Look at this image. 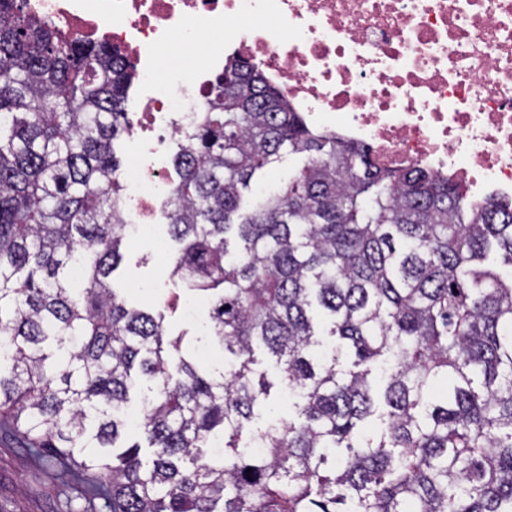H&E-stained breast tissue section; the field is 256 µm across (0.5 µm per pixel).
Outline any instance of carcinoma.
Instances as JSON below:
<instances>
[{"mask_svg":"<svg viewBox=\"0 0 512 512\" xmlns=\"http://www.w3.org/2000/svg\"><path fill=\"white\" fill-rule=\"evenodd\" d=\"M134 79L108 41L0 0V442L82 512H512V201L383 168L225 66L164 208L172 275L233 356L203 374L111 286ZM285 149L307 163L246 198ZM274 388L288 417L256 427Z\"/></svg>","mask_w":512,"mask_h":512,"instance_id":"obj_1","label":"carcinoma"}]
</instances>
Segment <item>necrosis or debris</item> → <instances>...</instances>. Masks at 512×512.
<instances>
[{"label": "necrosis or debris", "instance_id": "4bbe7bcc", "mask_svg": "<svg viewBox=\"0 0 512 512\" xmlns=\"http://www.w3.org/2000/svg\"><path fill=\"white\" fill-rule=\"evenodd\" d=\"M64 33L103 38L134 65L130 130L187 133L224 66L247 61L312 125L427 167L475 199H512V0H27ZM223 47L177 61L208 34ZM132 235L153 229L162 169L123 175Z\"/></svg>", "mask_w": 512, "mask_h": 512}]
</instances>
